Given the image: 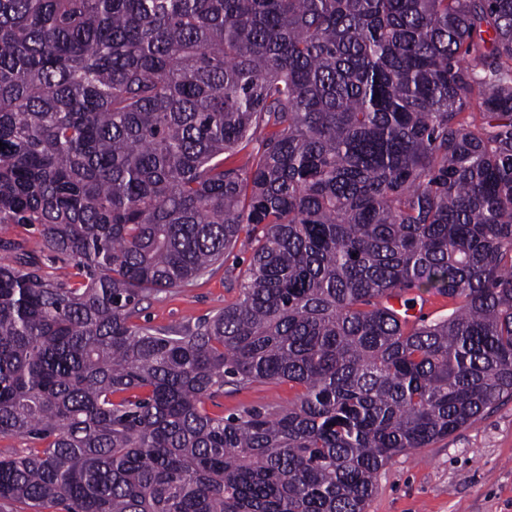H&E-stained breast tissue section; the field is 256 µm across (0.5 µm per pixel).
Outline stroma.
Here are the masks:
<instances>
[{"mask_svg":"<svg viewBox=\"0 0 512 512\" xmlns=\"http://www.w3.org/2000/svg\"><path fill=\"white\" fill-rule=\"evenodd\" d=\"M248 258L235 248L192 285L152 298L141 323L181 327L213 315L236 299L235 278ZM296 394L285 382L228 386L206 409L224 416L254 406L277 409ZM367 512H512V398L448 438L396 457L380 470Z\"/></svg>","mask_w":512,"mask_h":512,"instance_id":"1","label":"stroma"}]
</instances>
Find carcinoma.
I'll list each match as a JSON object with an SVG mask.
<instances>
[{"instance_id":"carcinoma-1","label":"carcinoma","mask_w":512,"mask_h":512,"mask_svg":"<svg viewBox=\"0 0 512 512\" xmlns=\"http://www.w3.org/2000/svg\"><path fill=\"white\" fill-rule=\"evenodd\" d=\"M0 142V224L62 263L0 238V436L33 443L0 500L366 512L512 398V0H0ZM239 243L234 302L138 323ZM39 227L36 224H9L3 230L0 236L10 238L24 246L26 250L40 251L41 247V236L39 233ZM43 261L47 265H51V261L45 260L42 256L43 253H39ZM297 389L284 383H261L236 390L224 386V394L206 402V409L211 414L228 416L254 406L280 408L287 406L295 398Z\"/></svg>"}]
</instances>
